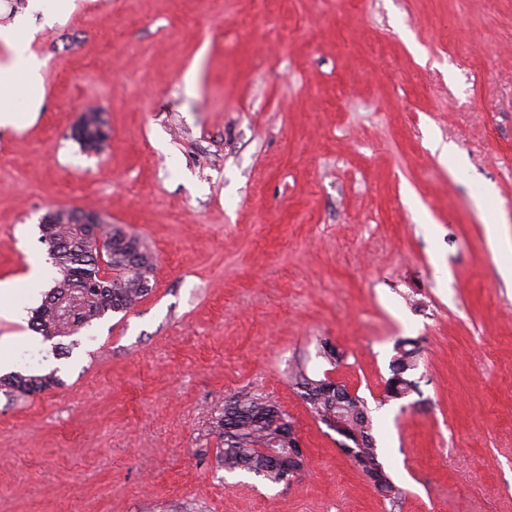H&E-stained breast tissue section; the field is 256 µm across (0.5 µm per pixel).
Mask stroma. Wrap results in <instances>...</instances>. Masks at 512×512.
Segmentation results:
<instances>
[{
    "label": "stroma",
    "mask_w": 512,
    "mask_h": 512,
    "mask_svg": "<svg viewBox=\"0 0 512 512\" xmlns=\"http://www.w3.org/2000/svg\"><path fill=\"white\" fill-rule=\"evenodd\" d=\"M30 49L40 109L0 128V281L48 262L57 208L157 269L65 354L0 316L15 371L62 380L0 395V512H389L289 385L299 358L367 400L399 512H512V284L486 240L501 211L512 234V0H73ZM90 106L97 152L73 138ZM401 338L418 390L386 402ZM241 391L293 416L292 482L220 469L212 421Z\"/></svg>",
    "instance_id": "obj_1"
}]
</instances>
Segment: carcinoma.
Listing matches in <instances>:
<instances>
[{
	"label": "carcinoma",
	"mask_w": 512,
	"mask_h": 512,
	"mask_svg": "<svg viewBox=\"0 0 512 512\" xmlns=\"http://www.w3.org/2000/svg\"><path fill=\"white\" fill-rule=\"evenodd\" d=\"M101 112L92 109L82 116V129L76 136L87 151H99L106 140L101 130ZM104 220L93 212L55 209L41 221L40 240L59 277L44 295L41 304L32 309L31 330L47 340L72 337L108 313L126 312L136 306L151 290L156 271V258L137 236L115 226L103 230ZM391 376L386 381L384 399L399 400L415 388L407 377L415 368L418 348L412 339H399L394 345ZM317 355L336 366L344 358L335 345L319 341ZM289 378L300 390L313 417L324 425L339 419L362 439L356 448L360 463H373L377 448L372 434L373 422L367 400L344 393L336 396V386L327 378L314 379L303 366L289 371ZM62 384L56 372L42 376L18 372L0 374V394L8 400L50 390ZM214 428L221 438L218 461L224 471L245 470L271 484L284 481L281 464L271 459L267 448L283 451L288 447L282 434L295 428L292 416L272 398L262 394H237L224 405V413L215 417ZM374 487L391 509L399 507L403 491L390 475L378 472Z\"/></svg>",
	"instance_id": "obj_1"
}]
</instances>
